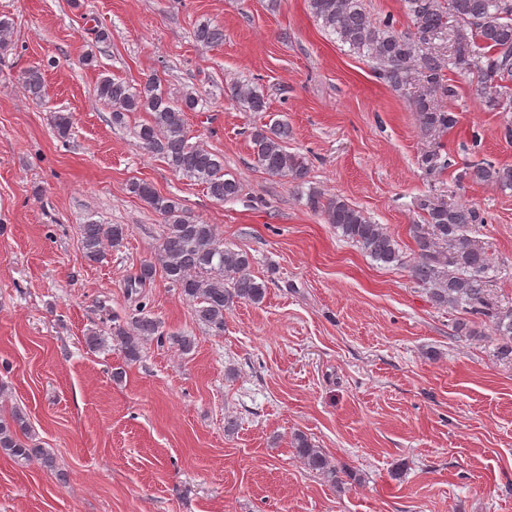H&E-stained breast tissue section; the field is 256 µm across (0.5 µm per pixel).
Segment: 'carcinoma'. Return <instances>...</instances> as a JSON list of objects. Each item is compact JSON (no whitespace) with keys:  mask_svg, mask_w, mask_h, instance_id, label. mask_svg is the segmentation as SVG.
Listing matches in <instances>:
<instances>
[{"mask_svg":"<svg viewBox=\"0 0 512 512\" xmlns=\"http://www.w3.org/2000/svg\"><path fill=\"white\" fill-rule=\"evenodd\" d=\"M413 28L403 31L391 17L376 19L366 10L364 0H308L313 16L322 27L336 35L349 51L369 59L377 74L396 89L407 90L418 115L422 132L440 137L457 123L455 113L435 102L437 92L453 95L444 84L443 68L473 76L471 95L491 111L512 110V0H405ZM194 38L205 45L223 38L220 29L202 22ZM448 43V62H443L439 46ZM31 97L44 96L40 68L28 69L23 76ZM99 99L112 108V123L122 124L129 112H146L149 120L135 131L143 148L161 155L177 174L205 185L218 202L237 197L239 185L224 173V157L201 145L189 142L185 113L194 112L202 98L193 91L173 99L161 81L149 76L134 88L124 81L102 78L96 88ZM231 99L251 112L266 110L263 94L247 83L233 84ZM72 117L57 112L52 126L58 138L68 140ZM288 125L255 127L250 133L255 163L271 175L288 177L303 185L308 175L306 157L286 149ZM420 164L429 174L448 168V159L436 148L422 153ZM461 180L512 190V166L487 159L463 164ZM129 192L164 217L159 246V264L145 263L129 281L130 293L137 294L162 269L165 279L180 295L196 304L198 321L213 336L224 334V312L236 303L261 305L267 294L264 281L250 271L252 258L243 251L224 247L213 224L191 217L180 199L158 193L149 183L130 182ZM307 205L323 214L341 236L356 244L375 261L392 267L409 268L416 284L425 288L432 302L440 307L460 310L491 326L497 336L498 353L512 359V308L503 309L489 298L492 262L486 249L470 236L479 220L469 204H448L428 195L417 200L423 223L410 225L416 250L410 259L382 224H376L346 200L326 198L311 188ZM128 229L123 224L80 226V244L85 259L101 262L107 252L123 245ZM166 338L188 354L194 341L181 333L162 330L161 322L136 306L125 319L110 318L108 335L95 331L85 337L90 350L116 342L128 361L140 359L144 343L152 337ZM294 456L309 470L333 484L342 483L340 470L326 453L302 432L292 438ZM0 452L18 464L38 463L53 470L55 460L41 446L26 414L16 409L0 417Z\"/></svg>","mask_w":512,"mask_h":512,"instance_id":"carcinoma-1","label":"carcinoma"}]
</instances>
